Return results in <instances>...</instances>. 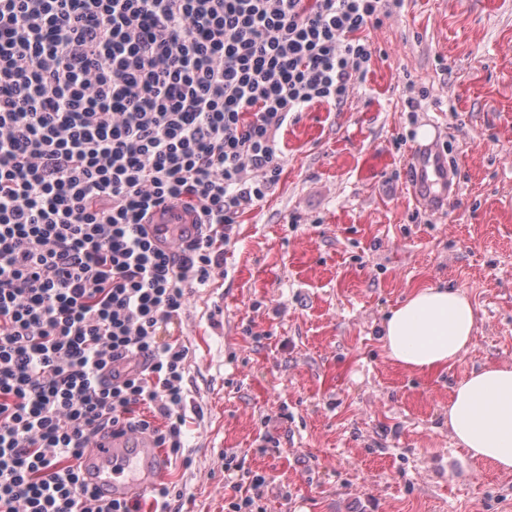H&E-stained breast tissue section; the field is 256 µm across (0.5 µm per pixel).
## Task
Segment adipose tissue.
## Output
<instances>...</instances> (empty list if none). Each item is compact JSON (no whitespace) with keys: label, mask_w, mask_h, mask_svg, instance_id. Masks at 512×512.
<instances>
[{"label":"adipose tissue","mask_w":512,"mask_h":512,"mask_svg":"<svg viewBox=\"0 0 512 512\" xmlns=\"http://www.w3.org/2000/svg\"><path fill=\"white\" fill-rule=\"evenodd\" d=\"M477 327L476 309L460 289H414L384 318L380 338L387 357L427 373L456 364ZM448 430L472 457L512 470V366L487 365L471 371L452 389Z\"/></svg>","instance_id":"obj_1"}]
</instances>
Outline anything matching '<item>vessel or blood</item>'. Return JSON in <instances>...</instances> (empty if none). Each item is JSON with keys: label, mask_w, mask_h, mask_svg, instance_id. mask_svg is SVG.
Listing matches in <instances>:
<instances>
[{"label": "vessel or blood", "mask_w": 512, "mask_h": 512, "mask_svg": "<svg viewBox=\"0 0 512 512\" xmlns=\"http://www.w3.org/2000/svg\"><path fill=\"white\" fill-rule=\"evenodd\" d=\"M408 186L419 202L434 209L448 203L453 188L447 157L433 145H416L408 161ZM164 244L193 237V218L180 207L158 210L149 227ZM165 467V459L154 440L131 429L119 436H95L82 459V474L102 498H135L153 487Z\"/></svg>", "instance_id": "b4317fda"}]
</instances>
